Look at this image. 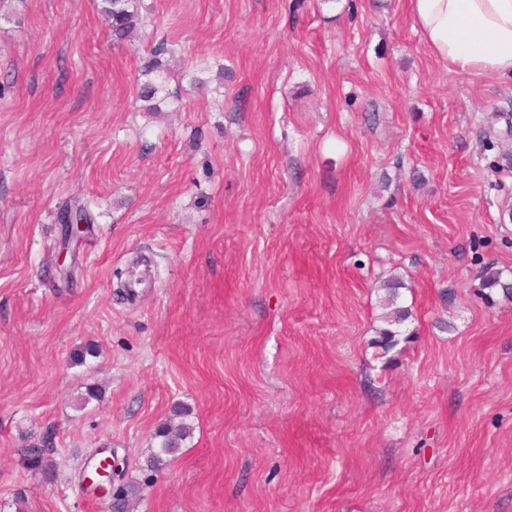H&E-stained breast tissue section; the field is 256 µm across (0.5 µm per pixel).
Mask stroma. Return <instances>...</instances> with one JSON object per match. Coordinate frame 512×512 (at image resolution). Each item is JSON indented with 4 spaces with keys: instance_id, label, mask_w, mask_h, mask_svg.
Wrapping results in <instances>:
<instances>
[{
    "instance_id": "stroma-1",
    "label": "stroma",
    "mask_w": 512,
    "mask_h": 512,
    "mask_svg": "<svg viewBox=\"0 0 512 512\" xmlns=\"http://www.w3.org/2000/svg\"><path fill=\"white\" fill-rule=\"evenodd\" d=\"M143 2L0 0V512H109L101 448L132 512H512V75L406 0ZM102 11L115 42L125 40L141 22L142 0H103ZM172 49L166 40L157 41L151 49V59L141 71L145 80L140 82L138 97L141 101L148 103L146 110L149 112L158 111L160 103L168 99L167 76L162 59L171 54ZM192 428L187 422L176 427L162 426L155 433L156 447L149 457V466L156 470L165 466L170 457L177 453L183 442L190 436ZM55 452L53 436L47 433L37 442L24 448V460L29 468L48 474L53 467L52 456Z\"/></svg>"
}]
</instances>
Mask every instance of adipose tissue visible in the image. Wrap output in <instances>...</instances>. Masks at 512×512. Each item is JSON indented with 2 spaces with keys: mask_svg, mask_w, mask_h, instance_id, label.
Returning a JSON list of instances; mask_svg holds the SVG:
<instances>
[{
  "mask_svg": "<svg viewBox=\"0 0 512 512\" xmlns=\"http://www.w3.org/2000/svg\"><path fill=\"white\" fill-rule=\"evenodd\" d=\"M438 59L457 71L512 74V0H408Z\"/></svg>",
  "mask_w": 512,
  "mask_h": 512,
  "instance_id": "ef3b65f1",
  "label": "adipose tissue"
}]
</instances>
